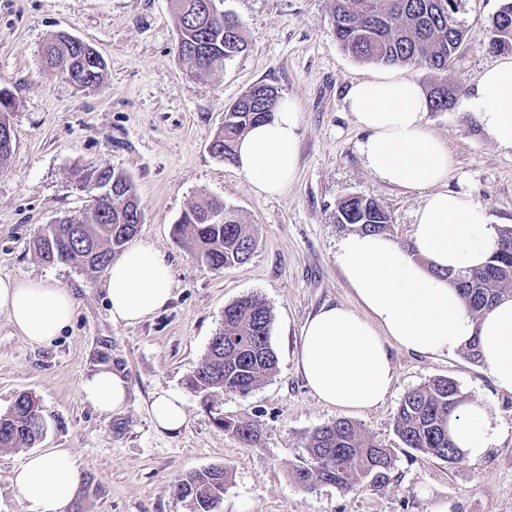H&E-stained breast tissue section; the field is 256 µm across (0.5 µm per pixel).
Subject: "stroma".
Returning <instances> with one entry per match:
<instances>
[{"instance_id": "stroma-1", "label": "stroma", "mask_w": 512, "mask_h": 512, "mask_svg": "<svg viewBox=\"0 0 512 512\" xmlns=\"http://www.w3.org/2000/svg\"><path fill=\"white\" fill-rule=\"evenodd\" d=\"M502 0H467L463 49L447 75L416 65L359 62L338 46L330 0H224L243 25L248 46L224 71L198 76L182 63L172 0H0V88L14 100V154L0 168V277L42 278L69 288L75 312L50 345L30 346L0 315V415L31 394L45 421L32 449L0 450V512H31L12 484L30 451H67L79 475L63 512H190L174 494L178 476L213 466L227 470L217 512H512V395L498 393L481 362L465 352L428 357L394 346L391 395L379 406L344 412L320 402L297 370L301 330L322 306L357 308L336 262L352 232L336 221L349 195L373 199L392 218L389 236L412 242L423 195L374 178L359 144L365 133L348 112L356 81L389 76L422 87L447 81L469 96L482 71L499 61L487 47ZM65 31L93 46L107 69L101 87L81 92L40 66L45 42ZM275 87L298 110L295 181L281 196H257L236 164L210 144L224 109L254 84ZM448 147L449 189L486 208L496 227L512 226V151L499 147L462 105L426 115ZM109 166L128 174L143 220L136 241L163 251L172 266V297L135 326L113 323L102 277L48 265L30 242L38 228L83 210L77 168ZM223 200L251 224L250 259L216 271L177 240L174 226L199 195ZM256 295L269 305L275 374L250 393L218 395L207 409L186 379L220 328L226 305ZM125 369L127 407L106 416L84 402L82 379L102 363ZM453 379L466 401L487 404L497 430L478 460L451 465L406 448L394 417L408 391ZM163 389L185 399L187 419L175 433L153 424L149 405ZM225 419L258 424L252 446L240 444ZM356 423L365 439L392 448L395 465L381 488L362 483L299 489L292 472L306 459V438L336 419Z\"/></svg>"}]
</instances>
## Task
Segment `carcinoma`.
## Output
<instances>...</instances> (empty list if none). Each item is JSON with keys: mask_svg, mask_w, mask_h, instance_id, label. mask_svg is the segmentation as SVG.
I'll return each mask as SVG.
<instances>
[{"mask_svg": "<svg viewBox=\"0 0 512 512\" xmlns=\"http://www.w3.org/2000/svg\"><path fill=\"white\" fill-rule=\"evenodd\" d=\"M336 41L350 57L386 66L416 64L441 74L448 71L465 42V24L459 19L463 0H331ZM178 34L183 37L180 55L190 72L209 74L224 69L246 48L240 21L225 14L224 22L207 21L205 0H174ZM512 46V0L493 15L489 48ZM42 68L49 75H62L77 89L93 91L101 86L106 62L91 57L84 45L55 34L45 46ZM430 110L446 112L457 93L442 84L428 92ZM279 101L271 85L257 83L224 111V125L210 149L214 156L236 161L238 141L255 124L272 119ZM13 101L0 89V129L11 125ZM76 186L90 194L83 213L46 224L30 246L45 263H71L95 276L111 264L136 234L142 211L132 179L111 167L76 169ZM339 224H351L365 233L385 234L391 218L371 198H344L336 209ZM174 232L190 245L199 259L215 270L248 260L257 245L252 225L215 198L203 197L180 216ZM448 283L456 288L473 319H479L497 301L512 296V227L498 230L496 246L480 268L447 271ZM272 314L264 301L241 298L224 308V323L212 337L207 352L189 375V388L205 406L213 398L232 391L242 395L270 378L277 369L271 344ZM464 403L457 383L437 378L407 392L397 408L395 427L408 448L448 464L465 459L448 435V421ZM243 445L258 438L254 423L228 422L218 418ZM45 431L39 404L27 394L19 395L11 411L0 415V449L25 448ZM308 460L293 470L295 484L313 491L323 484L341 490L367 482L385 485L394 467L391 449L364 439L353 422L336 419L313 430L306 438ZM226 469L211 467L181 475L175 492L190 501L192 512H213L224 497Z\"/></svg>", "mask_w": 512, "mask_h": 512, "instance_id": "obj_1", "label": "carcinoma"}]
</instances>
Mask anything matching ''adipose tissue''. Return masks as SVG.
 Wrapping results in <instances>:
<instances>
[{"label": "adipose tissue", "instance_id": "obj_1", "mask_svg": "<svg viewBox=\"0 0 512 512\" xmlns=\"http://www.w3.org/2000/svg\"><path fill=\"white\" fill-rule=\"evenodd\" d=\"M346 103L367 137L360 153L379 181L424 192L411 248L378 234L354 232L339 243L336 261L364 311L322 307L302 329L298 368L325 405L344 411L380 405L394 375L388 343L427 356H445L477 342L481 361L498 392L512 394V297L473 320L445 269L486 263L498 236L487 210L449 191L448 148L429 131V100L411 79L374 78L353 84ZM482 127L512 150V58L486 69L465 102ZM297 109L280 100L271 121L254 126L238 147V172L255 193L274 197L292 182L299 147ZM172 269L153 245L127 248L105 273L113 322L134 325L171 298ZM75 300L67 288L41 279L0 278V314L32 345L52 342L69 326ZM130 381L125 370L98 365L81 383L84 400L103 414L124 410ZM156 427L176 432L187 413L182 396L156 393L150 405ZM453 440L465 457L481 458L495 433L485 403L464 405L451 419ZM13 486L32 512H62L77 477L68 452L34 453L16 471Z\"/></svg>", "mask_w": 512, "mask_h": 512}]
</instances>
